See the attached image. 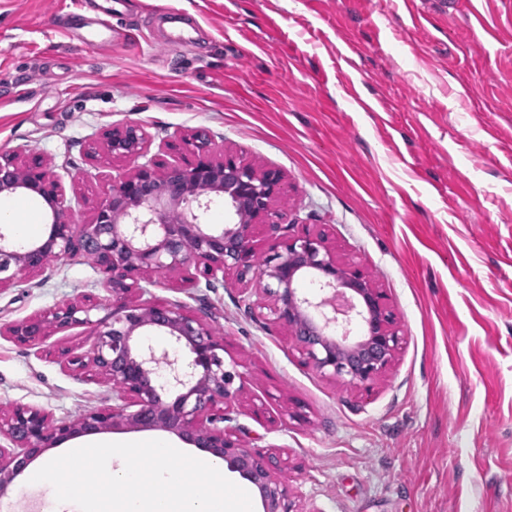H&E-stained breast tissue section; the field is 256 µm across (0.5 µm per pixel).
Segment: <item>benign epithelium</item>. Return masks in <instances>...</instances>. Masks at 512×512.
I'll return each instance as SVG.
<instances>
[{
	"instance_id": "1",
	"label": "benign epithelium",
	"mask_w": 512,
	"mask_h": 512,
	"mask_svg": "<svg viewBox=\"0 0 512 512\" xmlns=\"http://www.w3.org/2000/svg\"><path fill=\"white\" fill-rule=\"evenodd\" d=\"M103 139L107 153L130 161L133 171L112 179L84 224L72 218L62 182L41 156L23 147L0 153V194L38 198L50 215L41 239L17 245L0 232V292L17 286L21 273H39L55 260L82 255L93 260L99 283L112 294L110 307L88 294L79 305L58 303L0 326V335L41 349L56 334L89 328L95 336L89 352L59 346L49 355L66 371L90 372L112 383L116 401L69 420L29 405L0 410V438L11 445H0V496L48 449L126 425L162 429L206 449L256 486L263 512H294L288 485L277 476L279 451L241 444L229 425L225 405L232 376L221 356L224 337L184 304L131 300L129 294H147L154 276L191 267L195 273L184 277L187 288L202 282L209 288L230 272L245 282L254 273L266 281L270 298H244L257 320L286 329L316 370L368 386L389 367L401 343L384 293L359 263L337 260L324 234L287 222V214L274 206L285 195L279 171H260L236 155L217 156L206 130L159 145L157 155H170V161L147 158L151 140L141 126H114ZM214 194L234 211L236 223L213 229L201 222ZM258 224L274 234L262 254L253 241ZM305 270L315 273L319 293H298ZM352 310L361 333L355 342L347 331L337 333L340 324L352 323L338 316ZM147 330L171 337L173 350L158 353L143 345ZM181 346L191 354L190 372L180 365Z\"/></svg>"
}]
</instances>
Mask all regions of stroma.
Returning a JSON list of instances; mask_svg holds the SVG:
<instances>
[{"label": "stroma", "instance_id": "35a3bbf8", "mask_svg": "<svg viewBox=\"0 0 512 512\" xmlns=\"http://www.w3.org/2000/svg\"><path fill=\"white\" fill-rule=\"evenodd\" d=\"M74 2L0 0V152L41 154L86 221L130 170L89 156L105 129H206L280 170L290 220L386 295L402 344L365 392L245 308L259 280L150 289L223 336L226 411L287 458L295 512H512V0H123L103 50L81 45ZM162 12L191 41L168 45ZM88 292L112 301L85 259L54 261L0 292V325ZM111 403V384L0 335V409ZM14 484L0 512H56L52 486Z\"/></svg>", "mask_w": 512, "mask_h": 512}]
</instances>
